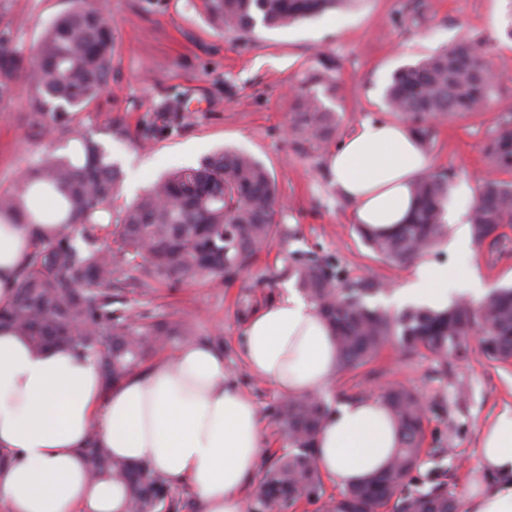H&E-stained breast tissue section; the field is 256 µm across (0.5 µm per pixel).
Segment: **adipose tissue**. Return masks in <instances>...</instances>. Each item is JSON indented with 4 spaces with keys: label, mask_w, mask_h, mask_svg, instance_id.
<instances>
[{
    "label": "adipose tissue",
    "mask_w": 512,
    "mask_h": 512,
    "mask_svg": "<svg viewBox=\"0 0 512 512\" xmlns=\"http://www.w3.org/2000/svg\"><path fill=\"white\" fill-rule=\"evenodd\" d=\"M327 167L337 192L354 203L357 223L389 230L405 223L411 187L432 163L407 126L367 119L331 152ZM60 230L0 223L1 307L12 302L35 241ZM449 248L459 259L456 273L419 260L393 305L440 311L453 298L487 294L468 225L457 226ZM243 355L254 375L287 398L325 395L337 372L333 328L293 291L250 319ZM92 427L114 459L149 464L171 486L190 487L201 512H249L242 489L257 467L260 418L254 402L227 384L216 348L185 345L107 390L91 357L36 349L0 326V512H127V487L86 469ZM398 446L397 426L374 398L336 402L314 438L320 470L342 488L376 476ZM478 452L460 512H512V405L483 428Z\"/></svg>",
    "instance_id": "ef3b65f1"
}]
</instances>
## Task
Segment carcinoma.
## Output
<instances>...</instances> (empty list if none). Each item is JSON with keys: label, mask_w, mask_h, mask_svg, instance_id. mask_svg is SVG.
Masks as SVG:
<instances>
[{"label": "carcinoma", "mask_w": 512, "mask_h": 512, "mask_svg": "<svg viewBox=\"0 0 512 512\" xmlns=\"http://www.w3.org/2000/svg\"><path fill=\"white\" fill-rule=\"evenodd\" d=\"M337 2L201 0V6L214 29L251 33L259 24L284 28ZM11 40L5 25L0 29V101L24 82L31 128L75 141L81 153L74 158L44 154L12 190L0 194V218L10 224L63 225L59 234L34 243L13 302L0 309V325L14 328L37 347L67 346L90 356L108 390L143 371L176 337L193 335L190 322L175 313L144 310L137 319L129 318L121 297L135 293L138 273L145 270L159 282L195 283L217 274L224 283L234 281L280 232L277 185L254 157L219 152L155 183L112 220L119 168L78 119L103 91L112 64V27L106 14L94 0H74L48 24L35 50L12 49ZM490 99L485 53L470 40L401 67L386 90L387 105L425 149L432 145L431 117L453 119L482 111ZM294 126L327 143L336 130V113L309 94L300 102ZM484 155L498 177L484 182L469 215L478 245L496 243L512 228V178H501L512 175V113L498 117ZM35 185L62 196L55 210L26 208L25 196ZM413 195L410 218L395 231L378 233L359 226L366 245L388 263L414 260L446 233L448 173L422 176ZM294 274L304 295L334 329L340 371L365 365L390 344L405 355L424 349L444 360L464 358L471 335L479 337L487 359L512 362V288H495L476 304L457 302L441 312L408 307L393 314L368 302L386 295L381 280H343L317 258L295 265ZM417 398L403 384L385 387L380 400L397 422L400 448L374 480L329 498L325 512H459L454 493L442 484L409 490L424 440L425 417ZM327 409L320 396L290 398L279 407L290 450L260 465L256 512H287L303 497L322 496L313 439ZM84 454L91 472L110 468L130 488L131 512L185 508L163 475L144 464L131 467L112 459L94 428Z\"/></svg>", "instance_id": "carcinoma-1"}]
</instances>
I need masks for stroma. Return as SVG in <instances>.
<instances>
[{"label": "stroma", "mask_w": 512, "mask_h": 512, "mask_svg": "<svg viewBox=\"0 0 512 512\" xmlns=\"http://www.w3.org/2000/svg\"><path fill=\"white\" fill-rule=\"evenodd\" d=\"M13 42L29 47L72 0H0ZM114 51L108 84L80 114L93 140L120 168L122 191L113 214L169 172L197 166L230 149L260 160L277 183L282 232L251 270L232 284H160L141 277L132 311L182 314L195 339L224 355L230 383L255 403L262 425L260 458L288 446L277 417L281 394L253 376L243 358L242 331L261 307L296 288L295 260L316 257L352 281L374 276L390 290L413 264L378 258L356 230L353 206L331 185L333 150L293 127L303 95H318L336 114L335 141L368 118L394 120L385 102L392 74L461 40L481 43L492 74L486 110L432 123L433 171L450 175L444 220L470 211L489 174L485 140L500 113L512 110V0H352L350 5L281 29L240 35L212 29L200 0H108ZM180 99L184 110L165 111ZM27 87L0 102V193L49 147V136L26 123ZM474 261L490 286L512 285V229L496 244L476 247ZM466 359H449L447 374L430 353L405 356L387 346L368 364L337 372L330 400L379 397L390 383L415 389L427 407L423 463L412 488L442 482L463 496L478 463L482 425L512 404V364L483 355L469 337Z\"/></svg>", "instance_id": "obj_1"}]
</instances>
